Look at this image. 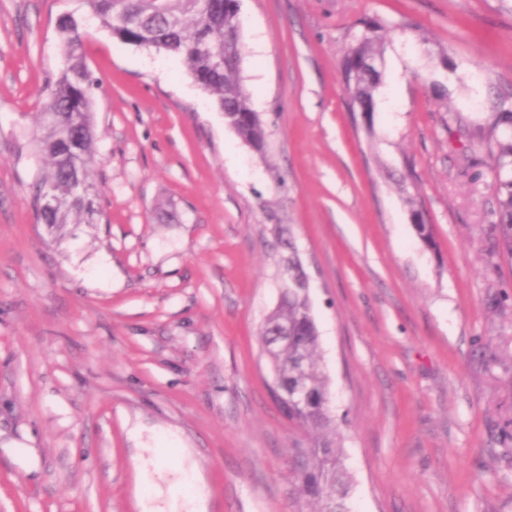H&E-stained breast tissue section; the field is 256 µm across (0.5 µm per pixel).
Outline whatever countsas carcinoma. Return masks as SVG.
I'll return each instance as SVG.
<instances>
[{"label":"carcinoma","instance_id":"1","mask_svg":"<svg viewBox=\"0 0 512 512\" xmlns=\"http://www.w3.org/2000/svg\"><path fill=\"white\" fill-rule=\"evenodd\" d=\"M88 17L121 41L145 49L163 50L188 65L195 80L217 100L229 125L253 150L266 148V129L256 121L241 78L240 65L228 69L218 62L224 55V33L241 30L239 4L213 0L209 8L199 0H84ZM85 20L67 16L59 31L65 63L49 101L40 113L38 152L47 169L33 185L31 207L36 221L61 228L67 224H96L101 211L99 190L90 180L95 140L94 80L83 59ZM378 37L365 34L352 44L341 63L342 85L350 105L373 110L381 85L376 60ZM492 173L497 193L500 244L512 256V95L496 102ZM48 190L55 207H42ZM306 288H290L285 299L266 318L261 332L267 347L274 334L288 327V340L266 354L278 379L290 388L309 391L314 400L305 406L288 404L281 411L301 430L305 442L294 449L296 495L313 505L309 512H348L350 479L344 465L340 433L329 405L328 378L319 365V336Z\"/></svg>","mask_w":512,"mask_h":512}]
</instances>
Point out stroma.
I'll return each instance as SVG.
<instances>
[{"label": "stroma", "mask_w": 512, "mask_h": 512, "mask_svg": "<svg viewBox=\"0 0 512 512\" xmlns=\"http://www.w3.org/2000/svg\"><path fill=\"white\" fill-rule=\"evenodd\" d=\"M67 13L81 0H0V512H298L260 339L285 234L350 512H512V258L484 141L512 0H240L261 154L182 60L89 24L103 214L58 232L30 193ZM370 26L362 114L340 63Z\"/></svg>", "instance_id": "1"}]
</instances>
